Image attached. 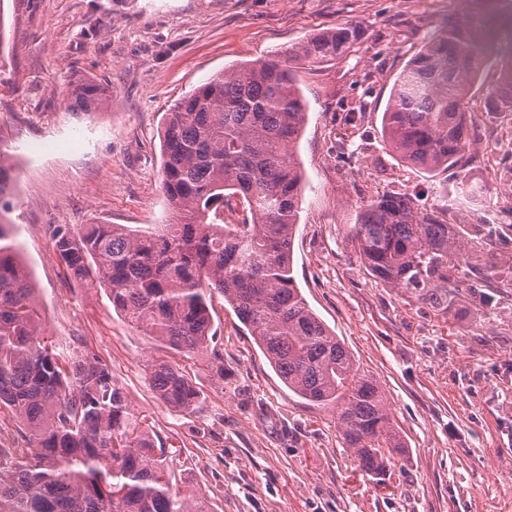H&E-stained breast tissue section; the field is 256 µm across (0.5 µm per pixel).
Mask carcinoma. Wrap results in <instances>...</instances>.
Instances as JSON below:
<instances>
[{"mask_svg": "<svg viewBox=\"0 0 512 512\" xmlns=\"http://www.w3.org/2000/svg\"><path fill=\"white\" fill-rule=\"evenodd\" d=\"M488 14L462 13L399 73L383 113L385 144L426 171L448 169L473 149L469 95L493 44ZM353 25L306 39L286 59L219 73L166 113L162 187L174 219L157 232L123 224L48 229L70 277L106 287L112 308L149 338L186 355L214 338L212 295H224L289 390L336 410L358 468L385 471L404 452L386 398L309 308L293 276L292 241L303 173L295 155L305 104L292 64L345 58ZM74 108L94 114L107 89L86 80ZM492 112H512V58L490 93ZM0 153V413L28 437L0 444V512H206L171 480L169 449L129 417L109 369L75 358L45 337L39 301L11 225L12 176ZM244 216L224 223V199ZM350 239L377 279L416 288L461 259L462 225L445 224L405 197L360 206ZM150 381L170 408L189 411L199 391L176 363L158 359Z\"/></svg>", "mask_w": 512, "mask_h": 512, "instance_id": "obj_1", "label": "carcinoma"}]
</instances>
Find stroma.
Returning <instances> with one entry per match:
<instances>
[{
  "instance_id": "1",
  "label": "stroma",
  "mask_w": 512,
  "mask_h": 512,
  "mask_svg": "<svg viewBox=\"0 0 512 512\" xmlns=\"http://www.w3.org/2000/svg\"><path fill=\"white\" fill-rule=\"evenodd\" d=\"M490 0H0V151L13 158L5 218L21 246L50 340L106 364L167 459L208 512H512V121L487 136L489 58L471 91L477 143L457 166L414 167L388 149L394 82L441 21ZM351 23L360 37L331 63L294 66L307 119L296 156L304 191L293 274L310 308L384 392L406 453L362 473L332 409L283 384L222 294L216 335L189 357L117 314L105 288L71 280L48 226L156 231L172 213L161 187L165 112L212 75L282 54ZM108 87L103 111L70 93ZM57 150L34 158L29 148ZM406 196L464 227V265L423 288L375 278L349 241L360 204ZM177 362L200 392L169 409L150 365ZM74 108L77 112L94 114L104 107L109 95L107 89L100 83L86 80L78 83L71 92Z\"/></svg>"
}]
</instances>
